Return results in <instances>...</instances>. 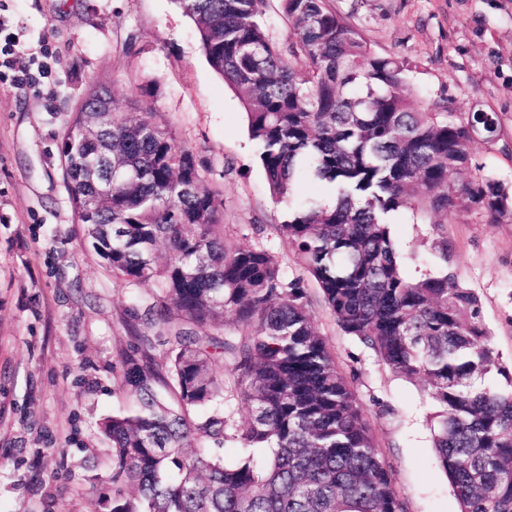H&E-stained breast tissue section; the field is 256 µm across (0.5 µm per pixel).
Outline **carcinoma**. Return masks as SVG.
<instances>
[{
	"mask_svg": "<svg viewBox=\"0 0 512 512\" xmlns=\"http://www.w3.org/2000/svg\"><path fill=\"white\" fill-rule=\"evenodd\" d=\"M211 68L239 99L280 236L342 331L433 399L431 441L458 512H512V372L490 344L480 297L453 273L407 277L391 214L479 212L512 223V186L473 166L496 112L415 102L409 63L375 52L328 0H278L296 29L273 41L266 0H178ZM303 58L306 67L294 61ZM77 110L57 138L83 234L132 297L139 346L119 355L131 401L99 421L112 496L104 512H405L362 406L308 309L304 280L264 248L224 238V192L151 116ZM303 179L334 194L294 204ZM112 181V191L103 183ZM231 318L239 335L224 334ZM155 329L138 335V325ZM504 387L487 384L492 374ZM235 400L246 410L238 421ZM244 450L228 464L218 454ZM252 448H266L258 463Z\"/></svg>",
	"mask_w": 512,
	"mask_h": 512,
	"instance_id": "cac0c4a2",
	"label": "carcinoma"
}]
</instances>
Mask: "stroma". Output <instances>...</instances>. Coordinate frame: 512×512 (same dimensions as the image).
<instances>
[{"label":"stroma","instance_id":"obj_1","mask_svg":"<svg viewBox=\"0 0 512 512\" xmlns=\"http://www.w3.org/2000/svg\"><path fill=\"white\" fill-rule=\"evenodd\" d=\"M381 54L408 60L424 104L499 114L502 145L475 141L472 162L512 184V0H329ZM17 64L45 66L30 86L0 79V512H100L93 474L111 463L97 423L126 406L113 367L135 340L128 290L85 243L63 182L57 135L95 83L153 113L224 191L229 244L263 247L288 277L303 269L278 233L275 203L244 111L200 49L178 0H0ZM408 276L442 270L477 293L512 369V224L474 212L447 225L396 213ZM306 291L316 326L349 378L406 512H458L430 442L432 399L392 375Z\"/></svg>","mask_w":512,"mask_h":512}]
</instances>
